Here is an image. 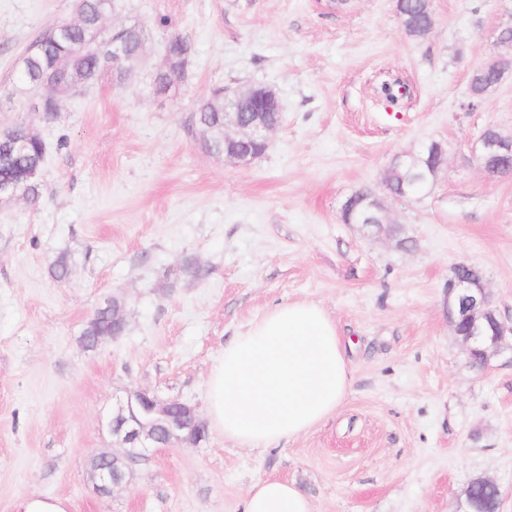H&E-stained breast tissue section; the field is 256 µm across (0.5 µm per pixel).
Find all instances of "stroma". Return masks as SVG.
<instances>
[{
  "label": "stroma",
  "instance_id": "obj_1",
  "mask_svg": "<svg viewBox=\"0 0 512 512\" xmlns=\"http://www.w3.org/2000/svg\"><path fill=\"white\" fill-rule=\"evenodd\" d=\"M432 10L416 41L395 0H116L105 25H143L146 65L118 86L102 76L48 123L29 109L20 62L39 31L74 20L73 0H0V130L23 121L47 144L40 203H0V512L31 494L70 512H236L269 476L294 481L315 512H457L482 477L512 512V351L471 369L448 318L466 262L512 320V178L472 153L488 126L512 134V73L469 103L504 4ZM173 33L191 43L188 75L160 94ZM396 79L410 97L394 105L380 87ZM251 84L274 88L282 118L243 169L204 152L190 117L211 89ZM434 140L438 180L384 198L413 246L343 222L351 195L383 193L393 161ZM113 294L127 330L85 350L81 332ZM295 301L323 307L346 346L350 389L326 420L265 449L212 429L155 449L114 494L93 492L113 403L144 390L205 413L225 342Z\"/></svg>",
  "mask_w": 512,
  "mask_h": 512
}]
</instances>
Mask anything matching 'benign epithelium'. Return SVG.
<instances>
[{"instance_id": "obj_1", "label": "benign epithelium", "mask_w": 512, "mask_h": 512, "mask_svg": "<svg viewBox=\"0 0 512 512\" xmlns=\"http://www.w3.org/2000/svg\"><path fill=\"white\" fill-rule=\"evenodd\" d=\"M508 19L498 23L494 30V45L497 48L482 67H498L512 63V38L504 39L501 34L512 31V8L506 10ZM128 54L121 38L112 40V80L122 83L131 68L126 66ZM37 91L33 110L42 111L45 97L51 95L55 106H60L63 97L79 89L76 84L62 88L55 78H47L31 84ZM246 95L248 108L243 112L224 113V142L237 144L241 151L227 155L224 160L236 167H248L265 155L270 135L276 126L265 122L263 113L280 107L278 96L268 85L258 84L244 87L234 96ZM479 167L490 176L512 174V135L504 136L496 131L483 132L474 150ZM470 265L463 262L454 265V275L448 282L449 318L454 334L460 338L466 352L481 353L489 358L503 349H512V322L495 317V310L485 283L474 284L463 274ZM99 310L112 313L114 329L123 332L127 326L126 302L120 296L107 297L100 303ZM138 398L147 406L151 417L143 419L131 412L132 398ZM203 420L195 409L176 399H160L146 391H136L133 396L117 403L106 421V427L121 445L119 452L106 455L122 464V467L101 468L89 473L95 493L110 495L123 486L134 466L148 458L154 448L174 443H199V430Z\"/></svg>"}]
</instances>
